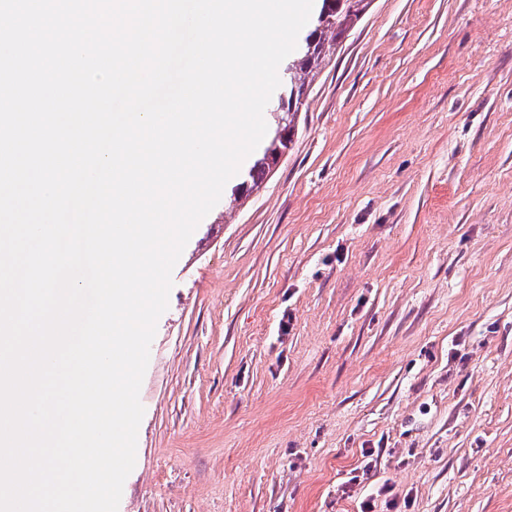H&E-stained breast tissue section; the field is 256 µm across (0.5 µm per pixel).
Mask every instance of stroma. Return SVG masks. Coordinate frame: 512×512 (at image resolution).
<instances>
[{"label":"stroma","instance_id":"35a3bbf8","mask_svg":"<svg viewBox=\"0 0 512 512\" xmlns=\"http://www.w3.org/2000/svg\"><path fill=\"white\" fill-rule=\"evenodd\" d=\"M140 401L118 512H512V0H371Z\"/></svg>","mask_w":512,"mask_h":512}]
</instances>
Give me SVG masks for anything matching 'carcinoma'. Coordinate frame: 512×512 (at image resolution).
<instances>
[{
    "label": "carcinoma",
    "mask_w": 512,
    "mask_h": 512,
    "mask_svg": "<svg viewBox=\"0 0 512 512\" xmlns=\"http://www.w3.org/2000/svg\"><path fill=\"white\" fill-rule=\"evenodd\" d=\"M369 4L370 0H321L313 29L298 44L292 59L282 68V85L309 89L307 78L321 69L333 54L335 46L342 41L345 28L354 26L359 21V14L366 11ZM289 143V137L279 136L277 120H272L266 145L257 153L246 179L231 189V196L237 200L259 188L271 172L272 164Z\"/></svg>",
    "instance_id": "1"
}]
</instances>
